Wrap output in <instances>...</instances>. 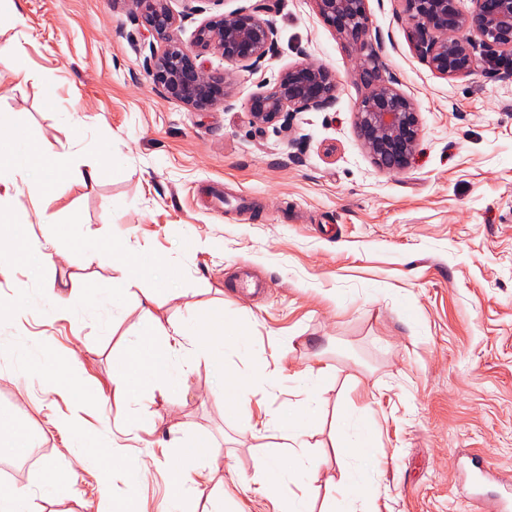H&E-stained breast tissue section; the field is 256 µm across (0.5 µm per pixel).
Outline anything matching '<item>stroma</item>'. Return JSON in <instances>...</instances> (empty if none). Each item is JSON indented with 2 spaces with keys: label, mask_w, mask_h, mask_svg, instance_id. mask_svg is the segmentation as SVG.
<instances>
[{
  "label": "stroma",
  "mask_w": 512,
  "mask_h": 512,
  "mask_svg": "<svg viewBox=\"0 0 512 512\" xmlns=\"http://www.w3.org/2000/svg\"><path fill=\"white\" fill-rule=\"evenodd\" d=\"M0 120L71 164L63 193L20 181L0 207L27 213L19 262L0 270V412L17 396L20 422L43 453L22 478L33 512H88L102 483L82 448L95 442L119 467L112 499L140 512H202L177 495L174 437H201L221 461H201L199 489H224L227 512H283L282 492H255L259 431L304 398L314 369L336 377L318 391L309 442L323 458L309 485L315 512L338 477L332 417L345 401L370 408L383 457L372 512H470V457L512 474V62L455 79L435 74L408 39L403 0H367L384 74L415 104L421 133L409 167L380 171L358 139L365 88L353 45L325 26L313 0H273L272 53L237 70L229 105L196 112L150 80L128 0H0ZM311 60L336 75V102L253 126L252 94ZM98 164L96 181L83 177ZM224 193L223 210L209 205ZM132 245L154 265L119 307L72 310L47 294L77 282L105 292L124 279L109 254L48 263L61 231ZM179 271V278L168 275ZM264 282L238 290L240 271ZM155 289L144 307L142 287ZM221 306L245 320L270 382L225 406L218 378L185 357L181 391L112 394V364L136 339L144 312L161 321ZM79 364L60 378L62 359ZM53 465L69 497L48 499ZM148 469L126 483L122 468Z\"/></svg>",
  "instance_id": "1"
}]
</instances>
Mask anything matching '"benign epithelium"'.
I'll return each instance as SVG.
<instances>
[{
  "instance_id": "7a95c632",
  "label": "benign epithelium",
  "mask_w": 512,
  "mask_h": 512,
  "mask_svg": "<svg viewBox=\"0 0 512 512\" xmlns=\"http://www.w3.org/2000/svg\"><path fill=\"white\" fill-rule=\"evenodd\" d=\"M145 36L160 42L150 45L145 66L152 82L171 99L196 112L225 104L235 74L216 70L208 56L219 54L244 70L258 66L273 50L276 30L265 0L248 9L212 16L193 31L190 44L174 36L178 19L167 0H129ZM322 22L352 44L358 54L355 80L367 89L356 112L362 145L382 171L400 173L410 164L420 125L413 101L395 82L383 79V63L370 39L371 22L366 0H313ZM419 55L437 74L456 78L481 64L512 59V0H473L470 11L461 0H404ZM482 55H476V47ZM336 101V79L326 67L303 62L284 69L270 90L249 100L253 125L277 124L287 112L323 110Z\"/></svg>"
}]
</instances>
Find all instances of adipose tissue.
<instances>
[{
  "label": "adipose tissue",
  "mask_w": 512,
  "mask_h": 512,
  "mask_svg": "<svg viewBox=\"0 0 512 512\" xmlns=\"http://www.w3.org/2000/svg\"><path fill=\"white\" fill-rule=\"evenodd\" d=\"M34 171L40 174L32 186L34 194H58L64 189L69 164L63 156L43 153L30 144L7 147L0 143V185L16 184ZM69 245L90 263L103 251H111L113 266L137 277L143 274V264L128 246L108 247L98 241L77 239L70 240ZM187 348L221 374L220 390L228 404L245 402L255 381L265 374V364L250 358L247 327L226 315L223 308H213L201 318L191 317L186 324L167 325L149 315L138 328L136 342L114 366L115 396H127L136 387L148 390L165 383L182 384L186 373L174 361ZM241 360L246 363L242 369L237 366ZM317 417V408L311 402L289 409L276 420L272 441L261 448L254 480L265 489H288L285 512H310L308 493L290 491L289 485L297 474L312 473L318 468L319 458L309 452L306 441ZM333 446L341 477L327 481L322 512H356L355 503L371 493L379 471L378 429L372 411L339 406L334 418Z\"/></svg>",
  "instance_id": "1"
}]
</instances>
